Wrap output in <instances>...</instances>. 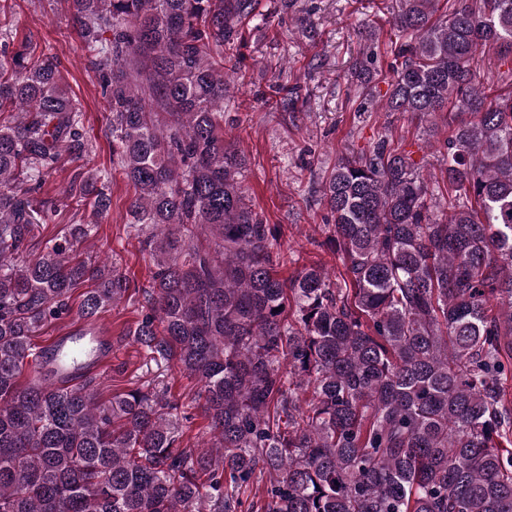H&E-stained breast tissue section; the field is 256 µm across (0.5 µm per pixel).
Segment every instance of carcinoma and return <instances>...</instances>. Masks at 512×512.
Listing matches in <instances>:
<instances>
[{
  "instance_id": "obj_1",
  "label": "carcinoma",
  "mask_w": 512,
  "mask_h": 512,
  "mask_svg": "<svg viewBox=\"0 0 512 512\" xmlns=\"http://www.w3.org/2000/svg\"><path fill=\"white\" fill-rule=\"evenodd\" d=\"M391 0L385 94L448 114L441 182L382 134L319 187L333 223L318 264L282 278L281 243L247 202L224 138V46L255 0H69L107 101L112 156L153 259L133 336L196 381L211 444L183 446V404L157 388L100 398L93 379L23 380L34 338L95 322L129 285L80 257L94 224L26 259L55 215L38 198L67 159V195L108 213L110 172L81 163L83 112L55 54L0 19V512H512V0Z\"/></svg>"
}]
</instances>
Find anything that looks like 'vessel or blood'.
<instances>
[{
	"instance_id": "1",
	"label": "vessel or blood",
	"mask_w": 512,
	"mask_h": 512,
	"mask_svg": "<svg viewBox=\"0 0 512 512\" xmlns=\"http://www.w3.org/2000/svg\"><path fill=\"white\" fill-rule=\"evenodd\" d=\"M115 351L104 336L87 333L71 325L42 344L30 365L33 376L51 374L60 384L72 382L82 374L99 372L111 365Z\"/></svg>"
}]
</instances>
